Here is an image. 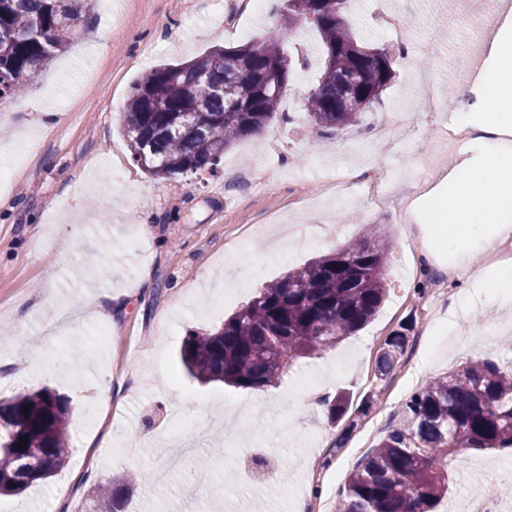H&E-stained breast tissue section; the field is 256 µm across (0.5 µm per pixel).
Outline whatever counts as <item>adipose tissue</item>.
<instances>
[{"label":"adipose tissue","mask_w":512,"mask_h":512,"mask_svg":"<svg viewBox=\"0 0 512 512\" xmlns=\"http://www.w3.org/2000/svg\"><path fill=\"white\" fill-rule=\"evenodd\" d=\"M476 101L459 111L458 128L485 131L466 140L462 159L421 199L427 223L433 224L435 250L448 249L464 265L463 240L486 242L512 234V20L497 28L488 58L472 85Z\"/></svg>","instance_id":"obj_1"}]
</instances>
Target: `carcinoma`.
<instances>
[{
	"label": "carcinoma",
	"mask_w": 512,
	"mask_h": 512,
	"mask_svg": "<svg viewBox=\"0 0 512 512\" xmlns=\"http://www.w3.org/2000/svg\"><path fill=\"white\" fill-rule=\"evenodd\" d=\"M91 0H0V102L21 95L30 73L71 44L90 16ZM346 0H286L280 34L162 63L132 87L122 131L136 164L167 180L217 169L224 151L262 131L279 112L306 58L285 52L301 22L312 25L324 63L304 99L311 125L348 129L380 103L393 79L394 56L374 49L343 20ZM391 240L367 227L359 238L269 283L213 332H191L181 346L187 373L202 384L261 390L282 381L296 362L321 355L360 330L390 290ZM407 327L384 342L378 369L402 359ZM23 422L0 445V496L29 488L30 473L48 479L70 453V405L49 388L3 402ZM27 437L25 448L17 443ZM512 447V370L490 359L427 381L401 403L397 421L338 490V512H436L448 494V459L468 449ZM151 479L125 471L91 492L93 512H126L133 489Z\"/></svg>",
	"instance_id": "1"
}]
</instances>
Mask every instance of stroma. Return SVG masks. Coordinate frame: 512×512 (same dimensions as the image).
Here are the masks:
<instances>
[{"label": "stroma", "instance_id": "1", "mask_svg": "<svg viewBox=\"0 0 512 512\" xmlns=\"http://www.w3.org/2000/svg\"><path fill=\"white\" fill-rule=\"evenodd\" d=\"M483 0H352L345 19L372 47L423 45L396 56L382 104L359 126L330 136L312 128L302 102L323 64L321 40L305 25L295 47L308 64L294 74L276 120L262 137L224 154L219 171L158 181L133 161L119 127L137 80L161 63L177 64L215 45L276 38L281 13L247 0H95L91 24L71 47L36 69L24 93L0 104V161L14 182L0 193V400L48 387L71 406L65 470L20 496H0V512H88L86 493L70 494L74 475L105 481L126 470L160 469L174 438L190 445L164 483L137 486L127 512H173L195 471L211 488L197 512H309L284 495L303 485L333 512L360 460L396 421L400 404L427 380L483 358L512 367V305L450 274V253L422 265L427 224L399 223L363 184L325 193L327 169L367 171L388 192L420 198L452 166L460 146L439 141L474 101L470 77L484 61L492 28ZM403 19L380 32L382 10ZM453 17V28L443 26ZM377 224L393 238L389 298L366 327L321 356L302 359L282 382L261 391L200 384L180 363L187 332H209L288 270L333 252ZM149 271L152 288L138 282ZM445 281L447 296L434 294ZM112 299L110 336L97 343L84 322L101 296ZM413 323L398 366L379 376V350ZM36 351L42 365L21 367ZM316 374L328 396L373 404L352 432L309 403L300 385ZM132 394L103 410L105 390ZM480 464L461 480L449 463V502L484 486L512 512V451L464 452Z\"/></svg>", "mask_w": 512, "mask_h": 512}]
</instances>
